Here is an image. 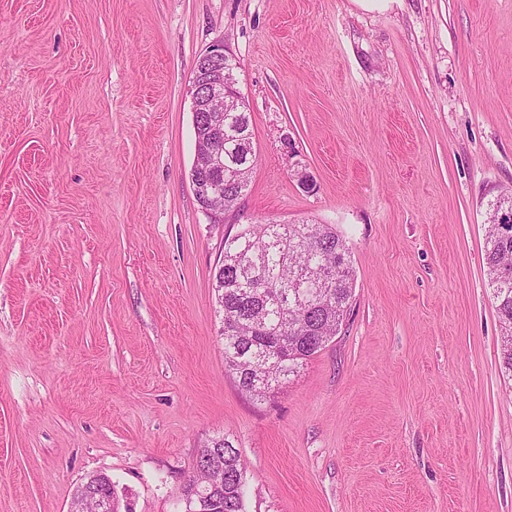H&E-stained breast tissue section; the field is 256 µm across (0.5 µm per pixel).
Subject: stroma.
<instances>
[{
    "instance_id": "35a3bbf8",
    "label": "stroma",
    "mask_w": 512,
    "mask_h": 512,
    "mask_svg": "<svg viewBox=\"0 0 512 512\" xmlns=\"http://www.w3.org/2000/svg\"><path fill=\"white\" fill-rule=\"evenodd\" d=\"M220 43L257 149L227 224L189 182ZM509 190L512 0H0V512H68L96 472L178 512L222 436L246 512H512L483 260ZM306 221L351 248L350 312L257 402L214 268L246 225Z\"/></svg>"
}]
</instances>
